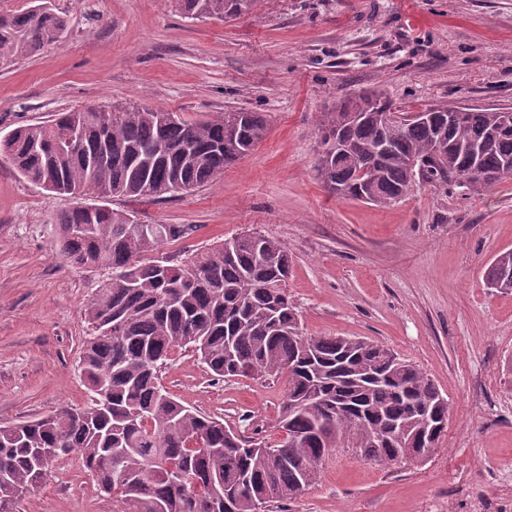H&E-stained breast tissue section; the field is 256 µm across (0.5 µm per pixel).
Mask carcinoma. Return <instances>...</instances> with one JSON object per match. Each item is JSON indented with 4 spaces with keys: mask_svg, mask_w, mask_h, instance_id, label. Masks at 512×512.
I'll return each mask as SVG.
<instances>
[{
    "mask_svg": "<svg viewBox=\"0 0 512 512\" xmlns=\"http://www.w3.org/2000/svg\"><path fill=\"white\" fill-rule=\"evenodd\" d=\"M192 20L238 17L261 0H174ZM67 22L52 0L0 15V67L61 45ZM410 118L376 91H361L324 114V150L314 170L340 198L389 206L418 184L479 195L512 177V133L502 111L430 107ZM146 107H86L19 125L0 137V157L51 194L162 201L215 182L268 133L261 112H224L187 122ZM83 136L64 155L62 133ZM134 213L105 204L61 212L54 236L72 265L102 268L85 307L93 336L81 373L95 397L84 407L0 427V512H14L49 473L43 455L61 448L96 474L124 512H256L297 498L336 448H364L378 464L397 461L401 441L417 447L433 425L448 427L450 403L417 365L357 337L306 338L286 283L288 248L241 233L183 261L162 247L192 224L132 231ZM486 286L512 292V249L485 268ZM190 347L217 380L284 374L273 443L253 442L224 420L176 400L159 373ZM104 396H99V392Z\"/></svg>",
    "mask_w": 512,
    "mask_h": 512,
    "instance_id": "1",
    "label": "carcinoma"
}]
</instances>
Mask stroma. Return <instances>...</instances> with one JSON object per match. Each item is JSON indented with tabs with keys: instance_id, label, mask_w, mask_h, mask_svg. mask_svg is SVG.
Wrapping results in <instances>:
<instances>
[{
	"instance_id": "1",
	"label": "stroma",
	"mask_w": 512,
	"mask_h": 512,
	"mask_svg": "<svg viewBox=\"0 0 512 512\" xmlns=\"http://www.w3.org/2000/svg\"><path fill=\"white\" fill-rule=\"evenodd\" d=\"M62 46L0 69V136L86 106L139 105L195 122L262 112L269 131L221 179L165 201L114 197L145 224H193L166 246L183 258L256 230L293 258L288 293L305 336H355L422 368L451 411L421 465L382 466L340 450L317 482L273 512H512V293L483 271L512 249V178L479 195L419 185L386 207L316 180L324 112L362 90L396 110L512 111V0H261L221 21L169 0H53ZM0 159V426L85 406V306L105 270L75 268L53 226L72 207ZM165 389L266 441L286 380L214 381L176 349ZM19 512H122L78 458L57 465Z\"/></svg>"
}]
</instances>
